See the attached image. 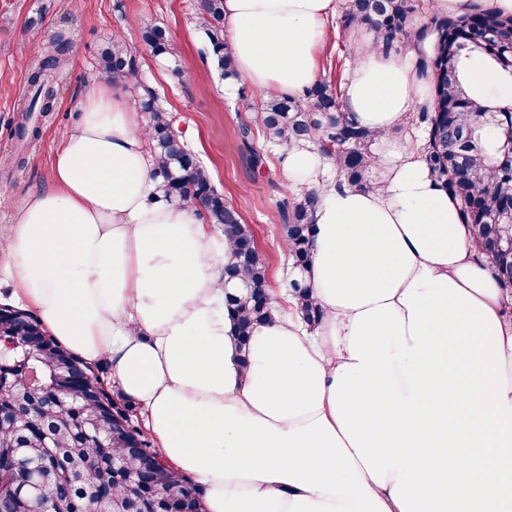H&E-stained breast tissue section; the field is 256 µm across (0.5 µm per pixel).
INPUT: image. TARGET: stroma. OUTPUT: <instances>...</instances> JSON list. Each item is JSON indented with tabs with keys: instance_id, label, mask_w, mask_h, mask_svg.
Segmentation results:
<instances>
[{
	"instance_id": "obj_1",
	"label": "stroma",
	"mask_w": 512,
	"mask_h": 512,
	"mask_svg": "<svg viewBox=\"0 0 512 512\" xmlns=\"http://www.w3.org/2000/svg\"><path fill=\"white\" fill-rule=\"evenodd\" d=\"M197 0H0V236L27 196L49 183L58 131L78 119V103L98 83L100 50L119 37L132 46L141 80L123 86L126 102L139 110L143 86L159 94L185 130L189 149L208 169L214 186L249 224L269 261L271 296L290 293V260L283 243L278 206L296 196L281 169V150L253 125L258 90L246 79L224 78L196 18ZM164 27L178 49L177 58L154 55L141 29ZM326 42L319 53L318 77L344 90L356 60L352 46L364 34L345 32L340 15L326 21ZM64 52L55 75L53 112L36 116L38 133L21 142L15 126L27 105L26 90L34 67ZM249 136H242L243 126ZM264 161L253 168L252 153Z\"/></svg>"
}]
</instances>
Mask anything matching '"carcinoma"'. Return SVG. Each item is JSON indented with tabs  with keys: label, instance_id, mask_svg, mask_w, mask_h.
Returning a JSON list of instances; mask_svg holds the SVG:
<instances>
[{
	"label": "carcinoma",
	"instance_id": "carcinoma-1",
	"mask_svg": "<svg viewBox=\"0 0 512 512\" xmlns=\"http://www.w3.org/2000/svg\"><path fill=\"white\" fill-rule=\"evenodd\" d=\"M198 19L205 29L213 57L226 79L238 78L231 45L224 36V0H198ZM414 0H347L342 16L347 30L372 34V48L385 54L405 46L417 48L418 75L431 85L430 107L420 112L427 127L425 159L438 186L454 198L466 223L473 225L479 253L489 258L505 287L512 289V222L502 220L512 206V107H493L486 89H465L461 73L478 56L493 63L500 75L512 81V14L472 7L467 13L435 17L429 27H416ZM142 40L157 56L177 57L165 29L145 27ZM455 59L448 63V48ZM99 76L116 81L138 78L135 56L122 40L112 39L99 56ZM57 60L42 64L30 79L29 101L16 132L28 134L33 112L54 109L52 71ZM142 108L149 114L147 131L156 160L153 177L162 198L195 208L206 223L219 228L230 242L234 262L224 267V277L239 280L254 291L267 290L268 259L252 241V232L237 210L213 185L208 171L196 161L177 135L172 113L159 95L144 88ZM255 122L266 140L286 148L311 141L336 165L338 177L360 188L376 187L372 177L371 145L377 136L357 125L344 108L338 92L318 80L298 95H260ZM493 122L503 139L489 142L483 128ZM314 191L285 199L279 214L288 254L298 272L310 261L314 231ZM302 320L319 324L323 312L301 279L290 283ZM225 305L235 321L240 347L248 345L250 328L272 318L270 304L248 292L225 294ZM11 376L13 387L0 396V453L28 448L36 442L46 448V460L37 469L38 481L21 493L29 480L22 467L0 471V512H103L99 489L112 487V512H173L176 499L189 502L191 512H203L194 483L169 464L156 465L159 452L133 424V406L107 390L104 369L90 367L58 343L31 313L13 315L0 322V373ZM67 383L80 392L91 385L90 397L62 408L50 390ZM112 411V443L105 441L107 426L86 429L99 405ZM119 461V470L112 461Z\"/></svg>",
	"mask_w": 512,
	"mask_h": 512
}]
</instances>
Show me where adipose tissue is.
<instances>
[{"instance_id": "obj_1", "label": "adipose tissue", "mask_w": 512, "mask_h": 512, "mask_svg": "<svg viewBox=\"0 0 512 512\" xmlns=\"http://www.w3.org/2000/svg\"><path fill=\"white\" fill-rule=\"evenodd\" d=\"M335 0H224L237 69L268 92L318 75ZM411 50L362 53L345 88L379 133L375 189L337 185L317 146L281 160L317 191L304 273L316 327L275 309L241 367L224 309L233 250L158 197L148 133L93 85L49 184L18 209L10 296L88 364L107 361L206 512H512V318L422 141L389 140L422 84Z\"/></svg>"}]
</instances>
